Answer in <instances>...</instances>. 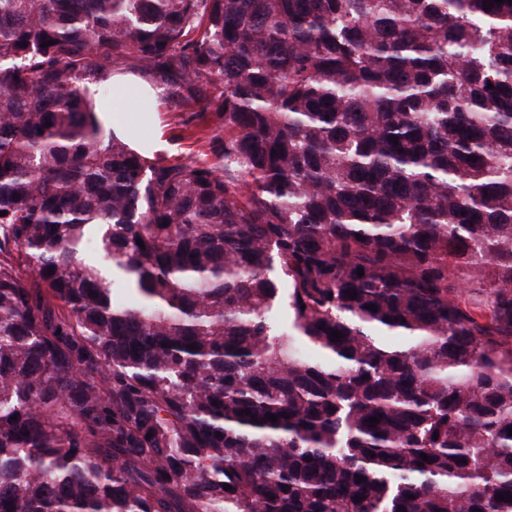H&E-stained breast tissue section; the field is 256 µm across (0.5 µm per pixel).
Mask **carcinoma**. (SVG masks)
I'll return each instance as SVG.
<instances>
[{
  "label": "carcinoma",
  "mask_w": 512,
  "mask_h": 512,
  "mask_svg": "<svg viewBox=\"0 0 512 512\" xmlns=\"http://www.w3.org/2000/svg\"><path fill=\"white\" fill-rule=\"evenodd\" d=\"M483 3L0 0V512H512ZM127 61L214 162L89 111Z\"/></svg>",
  "instance_id": "1"
}]
</instances>
